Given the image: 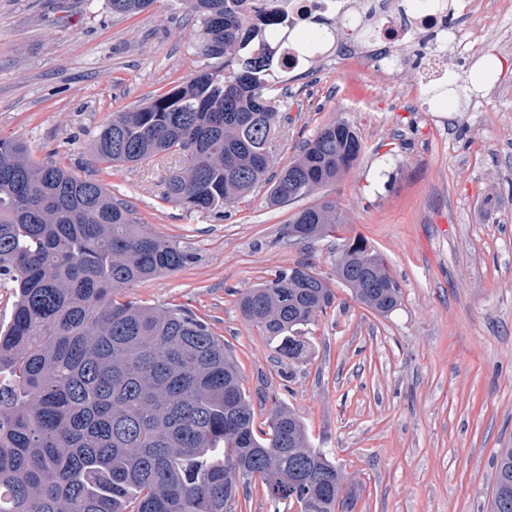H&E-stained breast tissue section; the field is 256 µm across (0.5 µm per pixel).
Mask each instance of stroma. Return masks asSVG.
I'll use <instances>...</instances> for the list:
<instances>
[{
  "label": "stroma",
  "mask_w": 512,
  "mask_h": 512,
  "mask_svg": "<svg viewBox=\"0 0 512 512\" xmlns=\"http://www.w3.org/2000/svg\"><path fill=\"white\" fill-rule=\"evenodd\" d=\"M472 34L462 87L484 88L479 61H500L512 87V10L462 18ZM186 0H155L114 17L107 0H0V138L32 157L104 184L141 223L193 253L186 269L124 293L207 321L236 360L253 400L274 394L304 420L353 487L355 512H489L500 449L512 448V99L476 112H423L411 91L427 51L408 49L402 82L349 73L332 53L286 75L284 165L327 122L348 119L364 143L353 167L301 203L272 206L259 188L226 218L163 197L173 162L94 159L89 144L115 112L205 67L191 48ZM335 201L341 236H362L401 289L381 316L334 272L337 240L304 243L286 227L299 207ZM308 265L335 294L309 325L306 351L281 377L276 351L241 315L240 292L271 270Z\"/></svg>",
  "instance_id": "1"
}]
</instances>
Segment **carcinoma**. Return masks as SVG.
<instances>
[{
    "mask_svg": "<svg viewBox=\"0 0 512 512\" xmlns=\"http://www.w3.org/2000/svg\"><path fill=\"white\" fill-rule=\"evenodd\" d=\"M271 21L286 0H257ZM154 0H108L128 18ZM196 53L210 61L186 81L100 126L104 163L179 154L167 198L224 218V208L272 183L287 205L338 181L363 151L339 118L273 178V139L288 108V31L256 26L247 0H188ZM336 202L297 211L288 236L336 237ZM194 262L147 229L100 182L37 163L21 139H0V279L15 288L0 328V512H242L260 484L272 507L354 512L342 467L314 448L302 418L272 398L256 421L224 341L189 310L123 299L133 285ZM336 278L386 315L400 289L386 260L358 238L336 248ZM335 295L309 266L275 270L241 294L242 317L275 344L280 371L302 359L304 328ZM490 512H512V448L500 451Z\"/></svg>",
    "mask_w": 512,
    "mask_h": 512,
    "instance_id": "obj_1",
    "label": "carcinoma"
}]
</instances>
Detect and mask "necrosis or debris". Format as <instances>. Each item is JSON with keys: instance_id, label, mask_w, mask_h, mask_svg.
I'll list each match as a JSON object with an SVG mask.
<instances>
[{"instance_id": "necrosis-or-debris-1", "label": "necrosis or debris", "mask_w": 512, "mask_h": 512, "mask_svg": "<svg viewBox=\"0 0 512 512\" xmlns=\"http://www.w3.org/2000/svg\"><path fill=\"white\" fill-rule=\"evenodd\" d=\"M325 18L330 30L342 23L368 30V44L337 41L336 57L348 70L372 64L376 81L398 79L405 73L409 57L404 45L421 35L435 37L420 72V86L447 83L454 59L469 51V38L459 25L448 21V0H289L285 22L298 28Z\"/></svg>"}]
</instances>
